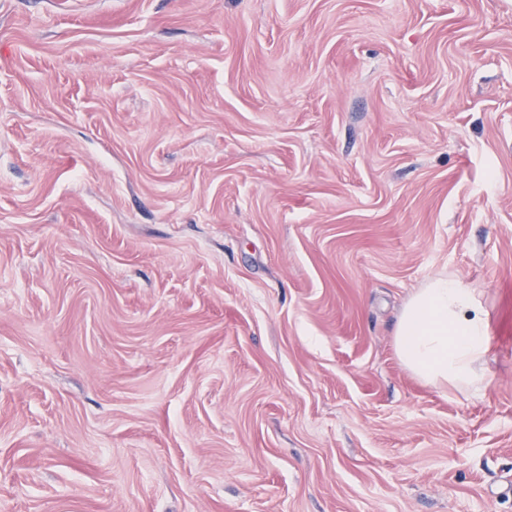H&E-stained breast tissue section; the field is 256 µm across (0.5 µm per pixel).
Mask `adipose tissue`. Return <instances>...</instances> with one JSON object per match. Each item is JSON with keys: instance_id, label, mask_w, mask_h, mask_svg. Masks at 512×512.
Instances as JSON below:
<instances>
[{"instance_id": "1", "label": "adipose tissue", "mask_w": 512, "mask_h": 512, "mask_svg": "<svg viewBox=\"0 0 512 512\" xmlns=\"http://www.w3.org/2000/svg\"><path fill=\"white\" fill-rule=\"evenodd\" d=\"M488 314L475 290L445 274L419 288L403 308L394 345L424 384L479 392L486 387Z\"/></svg>"}]
</instances>
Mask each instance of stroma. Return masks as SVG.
<instances>
[{
    "mask_svg": "<svg viewBox=\"0 0 512 512\" xmlns=\"http://www.w3.org/2000/svg\"><path fill=\"white\" fill-rule=\"evenodd\" d=\"M0 512H512V0H0ZM394 336L402 364L424 384L485 389L489 322L473 288L448 274L429 278L404 306Z\"/></svg>",
    "mask_w": 512,
    "mask_h": 512,
    "instance_id": "stroma-1",
    "label": "stroma"
}]
</instances>
